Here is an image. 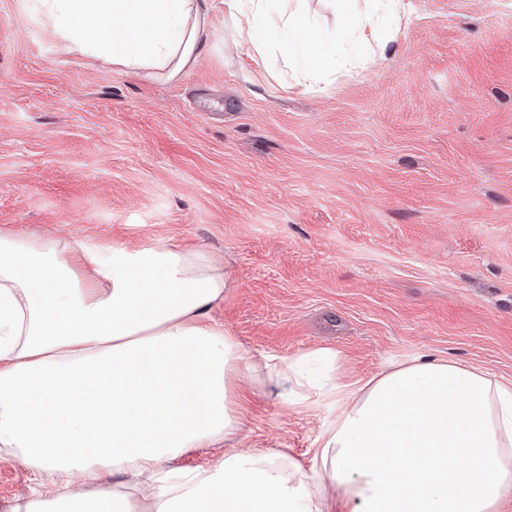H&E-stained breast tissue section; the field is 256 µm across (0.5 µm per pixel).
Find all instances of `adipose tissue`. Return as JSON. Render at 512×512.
<instances>
[{
	"label": "adipose tissue",
	"mask_w": 512,
	"mask_h": 512,
	"mask_svg": "<svg viewBox=\"0 0 512 512\" xmlns=\"http://www.w3.org/2000/svg\"><path fill=\"white\" fill-rule=\"evenodd\" d=\"M37 2L70 50L168 80L196 63L219 3L236 45L265 51L270 0ZM336 2L337 42L363 50L408 13L405 0ZM280 31L301 81L336 67L316 15L289 11ZM73 247L90 274L65 259ZM225 286L197 249L0 233V452L48 478L7 512H498L512 497V386L428 357L343 384L335 352L302 353L275 369L280 396L338 411L310 465L256 449L172 468L240 429L247 356L211 318Z\"/></svg>",
	"instance_id": "ef3b65f1"
}]
</instances>
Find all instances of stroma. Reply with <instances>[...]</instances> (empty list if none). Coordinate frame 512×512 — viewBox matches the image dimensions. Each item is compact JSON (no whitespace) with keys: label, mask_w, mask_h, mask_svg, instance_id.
<instances>
[{"label":"stroma","mask_w":512,"mask_h":512,"mask_svg":"<svg viewBox=\"0 0 512 512\" xmlns=\"http://www.w3.org/2000/svg\"><path fill=\"white\" fill-rule=\"evenodd\" d=\"M369 69L296 86L231 22L173 80L69 52L0 0V231L165 243L224 261L211 317L258 371L227 449L309 462L333 417L268 369L337 352L342 381L419 356L512 384V0H411ZM40 478L0 457V512Z\"/></svg>","instance_id":"35a3bbf8"}]
</instances>
